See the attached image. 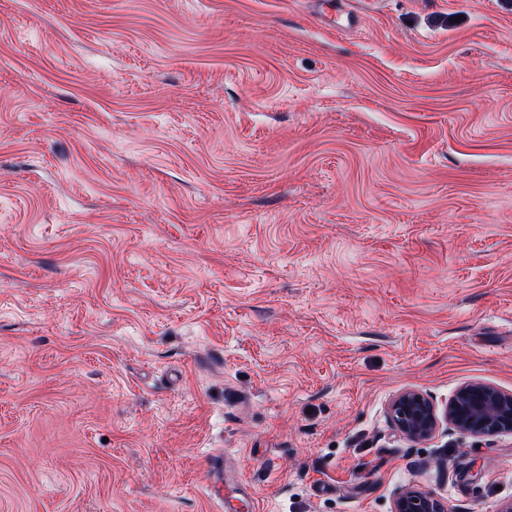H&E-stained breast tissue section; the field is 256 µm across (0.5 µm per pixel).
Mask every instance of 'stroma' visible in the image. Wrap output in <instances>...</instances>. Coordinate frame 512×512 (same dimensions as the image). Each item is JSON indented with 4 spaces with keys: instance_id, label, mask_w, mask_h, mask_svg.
<instances>
[{
    "instance_id": "35a3bbf8",
    "label": "stroma",
    "mask_w": 512,
    "mask_h": 512,
    "mask_svg": "<svg viewBox=\"0 0 512 512\" xmlns=\"http://www.w3.org/2000/svg\"><path fill=\"white\" fill-rule=\"evenodd\" d=\"M0 0V512L512 501V0ZM445 421L461 434L492 436L512 431V394L484 382L462 385L448 401ZM390 413L398 428L415 440L428 439L439 428L438 409L428 397L417 390L401 392L392 402ZM211 477L209 484L210 495L215 499L224 500V454H214L209 459ZM438 503L412 488L403 490L393 505L394 512H439Z\"/></svg>"
}]
</instances>
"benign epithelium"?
<instances>
[{"label": "benign epithelium", "mask_w": 512, "mask_h": 512, "mask_svg": "<svg viewBox=\"0 0 512 512\" xmlns=\"http://www.w3.org/2000/svg\"><path fill=\"white\" fill-rule=\"evenodd\" d=\"M390 413L398 428L415 440L432 437L442 418L464 435L492 436L512 431V394L488 383L468 382L457 390L441 413L423 393L408 389L394 399ZM438 509L432 497L412 488L403 490L393 505V512H438Z\"/></svg>", "instance_id": "benign-epithelium-1"}]
</instances>
